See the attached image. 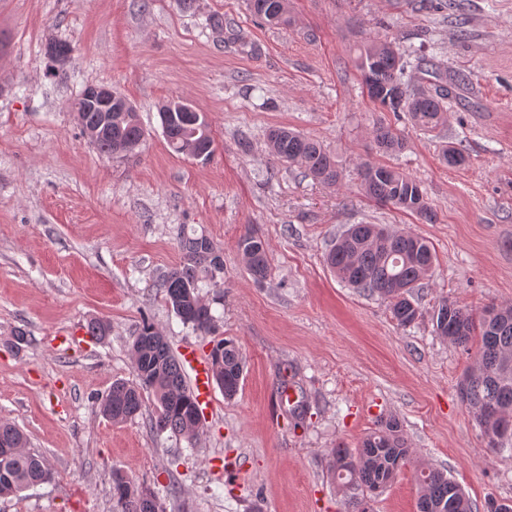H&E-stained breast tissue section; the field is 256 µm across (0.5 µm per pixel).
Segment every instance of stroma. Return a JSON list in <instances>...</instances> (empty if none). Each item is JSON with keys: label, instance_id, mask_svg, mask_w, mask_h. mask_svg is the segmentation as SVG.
<instances>
[{"label": "stroma", "instance_id": "obj_1", "mask_svg": "<svg viewBox=\"0 0 512 512\" xmlns=\"http://www.w3.org/2000/svg\"><path fill=\"white\" fill-rule=\"evenodd\" d=\"M293 22L255 21L249 0H0V420L19 427L51 480L0 498V512H115L112 472L154 491L163 512H351L334 483V450L358 448L397 418L412 462L372 497V512H417L416 472L448 473L477 505H512V452L486 448L458 385L479 340L435 335L448 300L481 316L512 305V0H289ZM380 37L463 82L448 122L428 132L368 96L359 45ZM70 43L62 74L49 39ZM88 85L136 108L144 139L100 154L73 102ZM183 100L205 113L214 152H174L159 110ZM404 140L393 155L376 124ZM318 140L344 168L324 186L278 161L269 129ZM462 146L466 166L439 160ZM376 160L420 183L436 220L376 204L360 165ZM351 224L406 230L437 262L399 326L389 305L340 283L325 262ZM267 246L269 276L248 273L246 228ZM205 235L224 285L201 288L211 335L166 304L162 276L182 261L179 231ZM109 323L104 342L85 336ZM173 353L208 355L233 338L245 359L238 395L216 392L195 441L152 428L153 397L133 420L102 416L98 397L135 381L129 344L142 320ZM21 330L20 348L5 341ZM374 141L378 151L386 155L398 153L404 148L402 138L394 133L390 126L381 123L374 130Z\"/></svg>", "mask_w": 512, "mask_h": 512}]
</instances>
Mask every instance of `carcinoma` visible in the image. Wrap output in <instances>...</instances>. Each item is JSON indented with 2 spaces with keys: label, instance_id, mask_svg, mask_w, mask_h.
<instances>
[{
  "label": "carcinoma",
  "instance_id": "obj_1",
  "mask_svg": "<svg viewBox=\"0 0 512 512\" xmlns=\"http://www.w3.org/2000/svg\"><path fill=\"white\" fill-rule=\"evenodd\" d=\"M252 14L262 23L284 25L288 18V0H250ZM71 52L70 44L51 39L46 53L62 64ZM408 61L395 43L378 38L365 41L359 48L357 68L368 73L370 98L391 112L409 113L413 126L433 131L448 121L445 100L451 89L437 85L432 90L409 92L404 80ZM82 129L97 131L92 144L103 155H126L137 148L144 133L136 112H98L86 104L85 95L75 103ZM163 133L169 146L181 152L194 142L213 152V138L203 113L159 112ZM267 139L275 157L297 165L312 179L337 185L342 166L315 140L287 127L269 130ZM378 151L392 155L404 148L402 138L391 127L378 124L374 130ZM442 159L450 167L466 164L468 157L453 146L442 150ZM360 187L367 197L384 206L417 216L433 223L436 214L420 184L409 175L386 164L363 163L358 171ZM204 235L183 234L179 246L183 261L162 278L166 302L181 321L207 335L214 323L211 310L199 297L200 278L218 287L224 283V267L214 266L215 247L206 250ZM247 270L256 281L269 273L266 245L258 233L248 230L237 242ZM326 263L347 286L377 295L389 303L398 325L406 327L420 317L414 288L429 277L435 253L427 240L413 233L390 231L379 224H352L336 237L326 253ZM435 333L451 343L466 348L473 337L481 338L478 367L467 374L458 394L481 430L487 448L512 450V306L487 307L480 319L446 300L439 303L432 316ZM131 357L136 381H116L98 404L99 412L114 423L138 415L143 394L156 401L155 428L189 440L197 438L198 409L186 385L178 359L172 354L154 324L143 321L131 342ZM208 359L216 384L231 400L239 392L245 360L230 338L213 342ZM412 459L411 448L398 420L383 421L368 434L355 452L339 448L333 456L331 473L345 490L361 492L352 497L355 512H371V495L390 485ZM51 472L44 460L27 449V438L16 425L0 421V498L15 495L44 483ZM420 487L418 512H476L469 497L444 471L427 468L417 475ZM112 497L118 512H161L157 496L150 489L134 483L119 470L112 471Z\"/></svg>",
  "mask_w": 512,
  "mask_h": 512
}]
</instances>
